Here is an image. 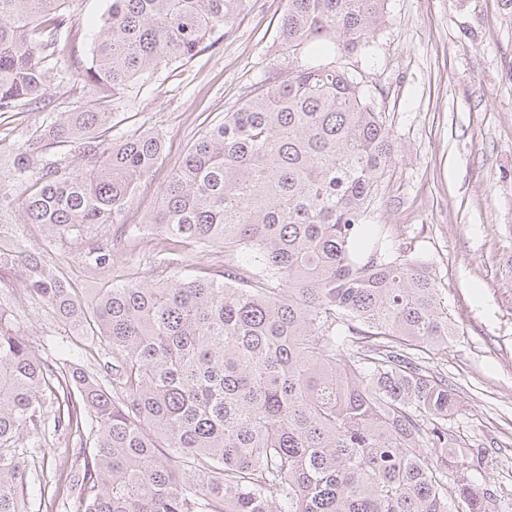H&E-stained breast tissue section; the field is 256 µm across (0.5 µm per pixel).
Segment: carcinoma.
Returning <instances> with one entry per match:
<instances>
[{
  "label": "carcinoma",
  "instance_id": "cac0c4a2",
  "mask_svg": "<svg viewBox=\"0 0 512 512\" xmlns=\"http://www.w3.org/2000/svg\"><path fill=\"white\" fill-rule=\"evenodd\" d=\"M73 2L0 0V116L47 113L0 174V224L48 241L0 249V290L21 283L90 337L103 371L33 346L0 305V512H27L25 457L50 442L45 486L74 512H493L471 478L488 449L448 427L463 403L434 365L457 335L448 297L362 221L396 146L346 58L388 0H286L288 67L209 125L145 219L168 243L158 281L91 305L53 250L112 265L141 236L121 217L166 149L113 133L112 105L252 0H109L86 61ZM52 83L68 110L48 111ZM219 246L235 262L198 269Z\"/></svg>",
  "mask_w": 512,
  "mask_h": 512
}]
</instances>
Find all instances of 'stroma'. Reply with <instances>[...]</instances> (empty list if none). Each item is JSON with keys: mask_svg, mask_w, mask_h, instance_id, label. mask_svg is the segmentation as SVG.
<instances>
[{"mask_svg": "<svg viewBox=\"0 0 512 512\" xmlns=\"http://www.w3.org/2000/svg\"><path fill=\"white\" fill-rule=\"evenodd\" d=\"M286 0H252L249 13L212 48L131 89L113 107L125 130L159 132L166 150L124 214L139 223L151 211L186 149L210 120L223 118L288 55L277 41ZM390 21L370 51L350 59L397 146L363 217L390 253L427 262L448 295L458 327L436 362L464 402L454 431L483 440L492 468L476 475L496 487L512 512V6L506 0H389ZM152 243H126L125 267L82 264L74 249L54 258L83 301L97 288L157 278ZM34 346L54 338L87 370L98 365L83 337L22 292L7 296ZM59 459L40 448L26 462L28 512H56L43 476Z\"/></svg>", "mask_w": 512, "mask_h": 512, "instance_id": "35a3bbf8", "label": "stroma"}]
</instances>
